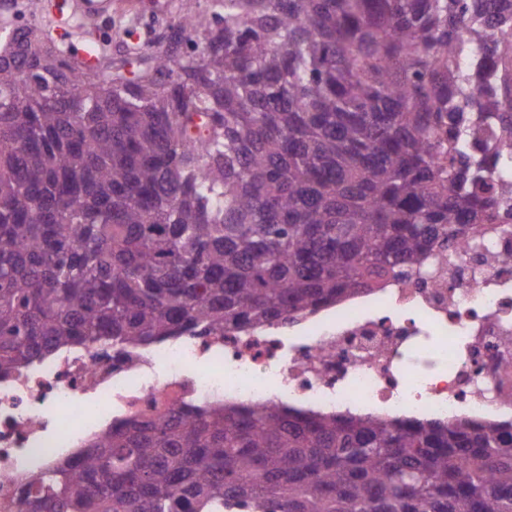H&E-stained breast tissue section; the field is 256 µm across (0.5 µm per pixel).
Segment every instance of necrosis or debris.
<instances>
[{
	"mask_svg": "<svg viewBox=\"0 0 512 512\" xmlns=\"http://www.w3.org/2000/svg\"><path fill=\"white\" fill-rule=\"evenodd\" d=\"M512 224L288 324L68 348L0 376V512L103 422L218 401L512 422Z\"/></svg>",
	"mask_w": 512,
	"mask_h": 512,
	"instance_id": "necrosis-or-debris-1",
	"label": "necrosis or debris"
}]
</instances>
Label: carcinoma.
Returning <instances> with one entry per match:
<instances>
[{
  "mask_svg": "<svg viewBox=\"0 0 512 512\" xmlns=\"http://www.w3.org/2000/svg\"><path fill=\"white\" fill-rule=\"evenodd\" d=\"M194 4L129 74L43 25L0 52L1 375L286 322L512 215V0ZM26 486L17 512H512V425L192 404Z\"/></svg>",
  "mask_w": 512,
  "mask_h": 512,
  "instance_id": "carcinoma-1",
  "label": "carcinoma"
}]
</instances>
